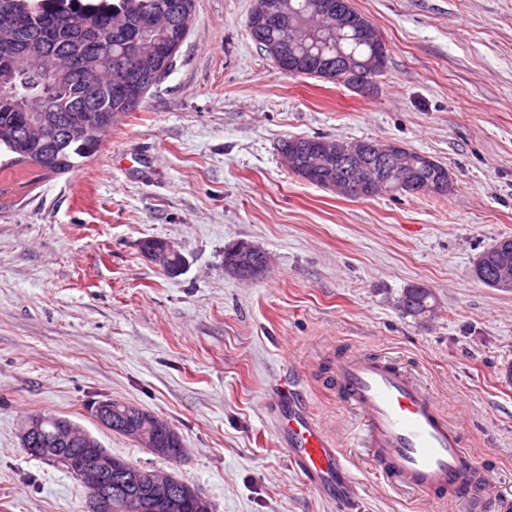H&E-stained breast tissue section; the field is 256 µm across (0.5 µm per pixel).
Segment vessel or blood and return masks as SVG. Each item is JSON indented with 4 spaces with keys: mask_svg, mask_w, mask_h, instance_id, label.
I'll return each instance as SVG.
<instances>
[{
    "mask_svg": "<svg viewBox=\"0 0 512 512\" xmlns=\"http://www.w3.org/2000/svg\"><path fill=\"white\" fill-rule=\"evenodd\" d=\"M332 374L341 395L361 416L349 437L369 449L379 476L420 492L425 512L477 495L495 500L489 476L463 446L461 429L449 423L431 392L410 371L385 357L365 354L336 361ZM288 452L318 486L335 485L346 458L307 411L290 409Z\"/></svg>",
    "mask_w": 512,
    "mask_h": 512,
    "instance_id": "vessel-or-blood-1",
    "label": "vessel or blood"
}]
</instances>
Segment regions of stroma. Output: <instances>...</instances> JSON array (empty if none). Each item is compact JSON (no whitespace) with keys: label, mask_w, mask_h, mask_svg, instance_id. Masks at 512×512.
I'll list each match as a JSON object with an SVG mask.
<instances>
[{"label":"stroma","mask_w":512,"mask_h":512,"mask_svg":"<svg viewBox=\"0 0 512 512\" xmlns=\"http://www.w3.org/2000/svg\"><path fill=\"white\" fill-rule=\"evenodd\" d=\"M256 0H195L174 69L117 118L76 171H0V512H85L65 468L19 430L67 417L112 455L174 474L213 512H419L348 448L351 500L307 483L278 424L282 390L344 445L359 423L330 373L385 353L416 371L499 498L453 512H512V291L473 275L512 237V0H352L388 62L373 93L290 75L250 36ZM397 143L445 164V197L354 199L295 176L282 140ZM161 239L173 276L141 252ZM245 239L271 268L245 283L224 248ZM431 288L429 321L398 310ZM135 403L186 452L162 459L102 427L96 402ZM141 250L144 251L145 253H147L148 255L152 256V258H148L147 256L144 255L149 260L158 261L164 270H165V265L174 266L177 263V261L179 259L177 252L180 253L179 251L172 252L173 248L171 247V245H169L166 241L158 240V239H147V240L143 241L141 244ZM160 251L172 252V253L169 254L168 257H164L162 259L159 257H153V254L160 252ZM397 307L406 317L426 321L438 308V301L431 288L422 284H411L403 288L397 299Z\"/></svg>","instance_id":"obj_1"}]
</instances>
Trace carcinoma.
Listing matches in <instances>:
<instances>
[{
  "label": "carcinoma",
  "mask_w": 512,
  "mask_h": 512,
  "mask_svg": "<svg viewBox=\"0 0 512 512\" xmlns=\"http://www.w3.org/2000/svg\"><path fill=\"white\" fill-rule=\"evenodd\" d=\"M324 3L331 8H339L348 15H357L351 0H293V4L304 14L311 16L316 10L311 3ZM194 0H117L109 3L82 4L80 0H0V16L8 14L19 22L18 30L27 39L40 43L44 48L45 61L40 73L46 75L44 84L36 89L46 107L53 109L50 118H44L42 112H24L22 104L16 98L0 93V153L10 156L3 166L15 163H34L48 174H63L79 168L98 151L101 138L109 127L101 126L94 120V110L105 108L109 111L110 122L134 111L143 102L153 84L142 83V92L138 99L128 100L114 89L119 77L115 66L99 61L107 52L118 54L115 47L116 32L104 28L109 21L124 22L123 33L134 35L138 32L141 20L158 12L169 17V25L163 30L161 39L173 46L183 45L190 25L184 23L186 15L193 13ZM35 15L37 24L29 26L25 21ZM84 16H92L96 23L103 25L95 42H90L85 29L79 24ZM368 28L352 27L344 34L341 43L331 41L317 47L287 43L289 37L279 29L269 28L260 20L257 12L248 19V28L252 39L265 52L270 60L278 62L285 70H293L298 75L321 77L320 71L327 61L336 59L340 51L351 61L360 65L356 79L345 82L343 86L358 91L359 84L372 74L363 67L378 54L379 43L372 30L376 26L367 22ZM58 56H77L89 61L88 67L72 76H53L49 74L50 58ZM409 167L427 180L448 175V168L440 162L434 167L423 164L421 153L404 148ZM378 154H364L359 158L327 168L318 163L313 150L309 149L299 159L291 172L301 179L328 189L338 181L349 184L356 181L351 175L372 173L381 168ZM384 168V167H382ZM399 172L386 167L382 175V187L362 188L364 197L371 198L379 194L398 193ZM512 242V237L499 239L487 248L474 266V277L486 286H491L492 269L497 262L502 243ZM400 312L414 320L430 319L438 308V301L432 289L422 284H411L404 288L397 299ZM42 431L33 439L26 451L53 465L59 464V449L53 443V433L62 417L46 414Z\"/></svg>",
  "instance_id": "1"
}]
</instances>
